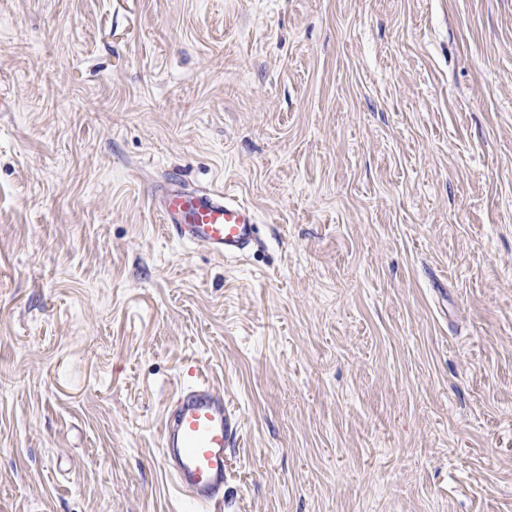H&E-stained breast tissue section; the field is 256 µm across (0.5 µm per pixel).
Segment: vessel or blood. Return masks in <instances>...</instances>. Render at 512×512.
<instances>
[{
  "label": "vessel or blood",
  "instance_id": "1",
  "mask_svg": "<svg viewBox=\"0 0 512 512\" xmlns=\"http://www.w3.org/2000/svg\"><path fill=\"white\" fill-rule=\"evenodd\" d=\"M159 212L177 239L202 245L219 257H240L259 244L253 209L210 189H168ZM240 434L241 419L223 392L198 376L180 388L160 437L162 466L179 500L221 512L225 456Z\"/></svg>",
  "mask_w": 512,
  "mask_h": 512
}]
</instances>
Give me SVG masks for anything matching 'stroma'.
<instances>
[{
	"mask_svg": "<svg viewBox=\"0 0 512 512\" xmlns=\"http://www.w3.org/2000/svg\"><path fill=\"white\" fill-rule=\"evenodd\" d=\"M0 512H512V0H0ZM174 183L261 248L164 228ZM158 210L177 239L200 244L218 257H242L259 245L253 209L213 190L168 189ZM184 384L161 430V462L180 501L211 511L224 505L225 456L237 446L241 419L223 392L197 374Z\"/></svg>",
	"mask_w": 512,
	"mask_h": 512,
	"instance_id": "stroma-1",
	"label": "stroma"
}]
</instances>
